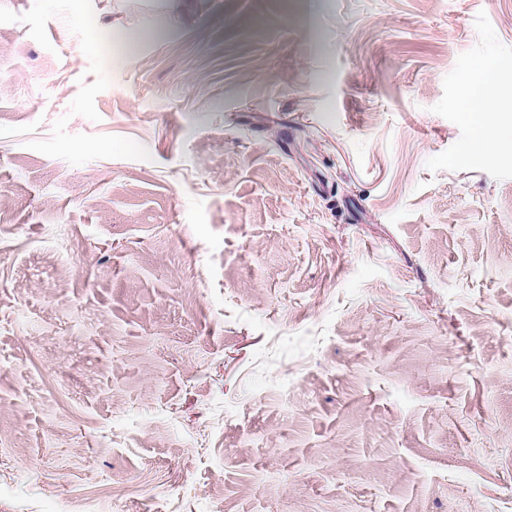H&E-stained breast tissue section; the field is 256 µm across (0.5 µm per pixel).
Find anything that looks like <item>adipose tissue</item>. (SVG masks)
<instances>
[{
	"instance_id": "ef3b65f1",
	"label": "adipose tissue",
	"mask_w": 512,
	"mask_h": 512,
	"mask_svg": "<svg viewBox=\"0 0 512 512\" xmlns=\"http://www.w3.org/2000/svg\"><path fill=\"white\" fill-rule=\"evenodd\" d=\"M491 66L485 60H478L474 79L468 92L460 102L463 117L469 121L474 129L472 139L467 145L468 151L480 152L496 145L512 144V124L497 119L493 108H477L478 100H491L500 97L501 88L491 81Z\"/></svg>"
}]
</instances>
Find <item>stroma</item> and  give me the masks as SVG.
<instances>
[{"label": "stroma", "mask_w": 512, "mask_h": 512, "mask_svg": "<svg viewBox=\"0 0 512 512\" xmlns=\"http://www.w3.org/2000/svg\"><path fill=\"white\" fill-rule=\"evenodd\" d=\"M480 59L512 0H0V512H512ZM492 68L487 61L478 60L470 89L460 102L463 117L474 129L473 137L466 147L468 152H480L495 145L512 144V124L499 121L493 108L475 107L479 99L492 100L503 94V90L491 82Z\"/></svg>", "instance_id": "35a3bbf8"}]
</instances>
